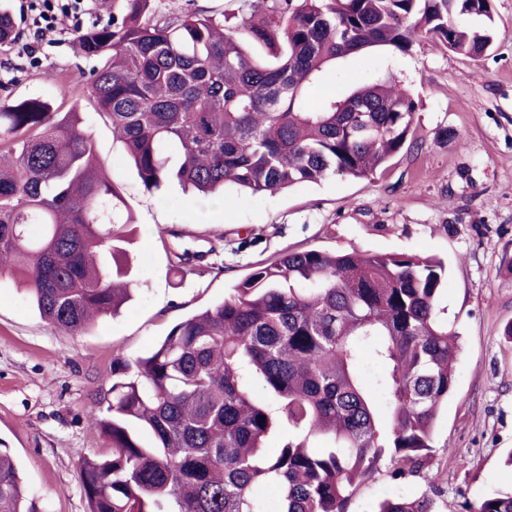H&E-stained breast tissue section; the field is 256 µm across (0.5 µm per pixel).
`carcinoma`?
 <instances>
[{
  "instance_id": "obj_1",
  "label": "carcinoma",
  "mask_w": 512,
  "mask_h": 512,
  "mask_svg": "<svg viewBox=\"0 0 512 512\" xmlns=\"http://www.w3.org/2000/svg\"><path fill=\"white\" fill-rule=\"evenodd\" d=\"M150 2L112 0V21L78 32L101 62L86 93L148 191L176 180L203 203L227 186L275 194L387 169L413 139L412 94L388 72L317 103L327 71L378 47L407 52L418 32L478 58L495 30L491 0H260L231 27ZM14 37L0 9V47ZM121 212L76 107L0 105V277L51 327L83 334L129 300ZM445 276L439 259L358 250H288L255 267L112 368L86 410L111 448L80 465L89 512H266L259 489L275 512H348L383 453L394 475H417L455 385ZM0 512H37L2 450ZM377 512L435 510L422 495ZM474 512H512V491Z\"/></svg>"
}]
</instances>
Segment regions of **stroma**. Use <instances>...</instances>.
<instances>
[{"label": "stroma", "instance_id": "1", "mask_svg": "<svg viewBox=\"0 0 512 512\" xmlns=\"http://www.w3.org/2000/svg\"><path fill=\"white\" fill-rule=\"evenodd\" d=\"M14 42L0 47V102L39 96L54 111L79 103L96 154L132 217L124 245L133 296L120 311L71 335L43 321L0 281V447L19 465L39 512H87L81 462L109 453L86 409L112 384V364L150 350L171 326L221 301L260 260L286 249L406 253L448 265L439 298L457 336L455 388L437 420L434 458L417 476L392 478L382 457L354 492L349 512H374L392 497L432 495L436 512H467L493 491L512 489V0H492L494 46L480 58L415 38L408 53L381 48L328 72L315 98L370 82L390 68L416 101V143L368 178L331 175L273 195L226 189L223 205L200 210L171 184L148 192L112 125L83 95L94 60L58 24L52 42L29 53L27 0H8ZM220 247L224 270L178 277L161 243Z\"/></svg>", "mask_w": 512, "mask_h": 512}]
</instances>
